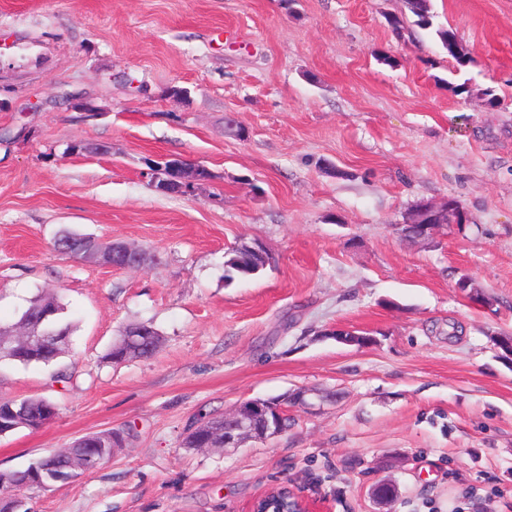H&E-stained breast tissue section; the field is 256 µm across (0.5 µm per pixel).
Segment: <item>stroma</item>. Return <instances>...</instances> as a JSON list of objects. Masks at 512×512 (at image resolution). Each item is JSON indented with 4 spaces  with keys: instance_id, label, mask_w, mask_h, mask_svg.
I'll use <instances>...</instances> for the list:
<instances>
[{
    "instance_id": "stroma-1",
    "label": "stroma",
    "mask_w": 512,
    "mask_h": 512,
    "mask_svg": "<svg viewBox=\"0 0 512 512\" xmlns=\"http://www.w3.org/2000/svg\"><path fill=\"white\" fill-rule=\"evenodd\" d=\"M431 5L423 29L407 0H0V324L53 293L74 325L57 362H0V398L59 406L0 436V470L125 436L26 512H253L277 487L378 512L380 479L398 486L392 512H512V362L492 341L512 336V0ZM228 113L246 137L225 134ZM171 158L209 181L157 191L152 166ZM446 197L465 223L401 238L411 206ZM64 229L150 260L59 256ZM243 243L270 262L227 277ZM139 322L157 353L105 362ZM301 388L323 407L289 406L279 437L181 445L201 415Z\"/></svg>"
}]
</instances>
